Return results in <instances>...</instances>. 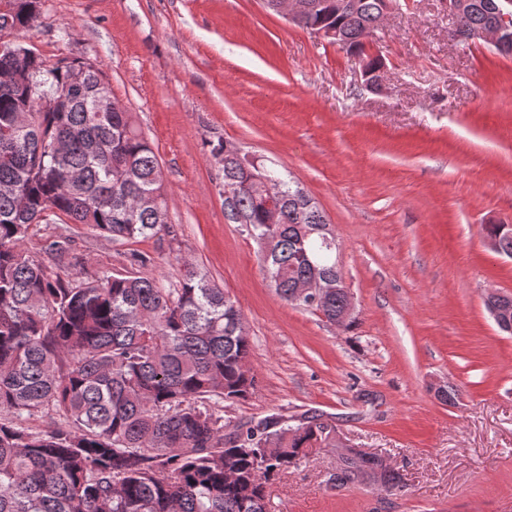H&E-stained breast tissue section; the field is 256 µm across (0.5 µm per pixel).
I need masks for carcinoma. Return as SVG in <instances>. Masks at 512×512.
I'll return each mask as SVG.
<instances>
[{
	"label": "carcinoma",
	"mask_w": 512,
	"mask_h": 512,
	"mask_svg": "<svg viewBox=\"0 0 512 512\" xmlns=\"http://www.w3.org/2000/svg\"><path fill=\"white\" fill-rule=\"evenodd\" d=\"M297 26L331 27L346 51L372 70L364 53L387 0H297ZM463 3L457 33L481 39L500 0ZM42 0H0V32L41 24ZM0 512H268L265 489L311 448L336 447L333 426L310 419L271 427L277 415L224 420V403L257 389L241 368L249 341L240 310L215 281L176 256L179 274L135 272L52 277L23 249L31 225L62 215L114 240L163 237L168 222L163 171L132 114L112 107L101 66L46 64L23 45L0 52ZM63 106L41 107L43 94ZM27 112V125L16 115ZM218 165L228 221L245 224L264 273L281 300L301 306V284L336 278V247L309 231L328 226L299 186L262 160L220 140ZM79 178L71 179L73 173ZM278 182L277 223H267L254 177ZM144 197L155 205L142 207ZM485 235L512 254V231L485 225ZM46 253L71 267L82 259L58 232ZM345 297L333 293L321 313L333 318ZM47 417L43 430L31 419Z\"/></svg>",
	"instance_id": "obj_1"
}]
</instances>
